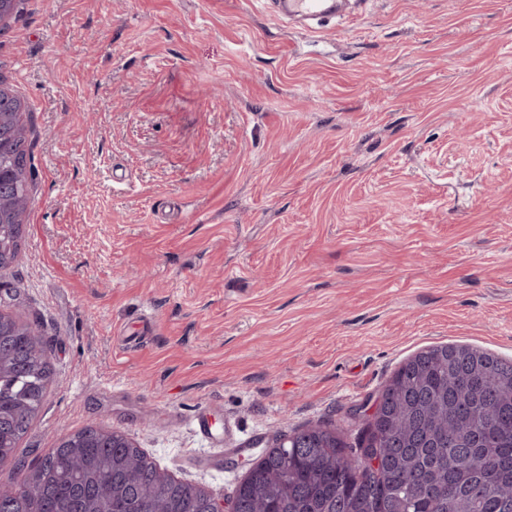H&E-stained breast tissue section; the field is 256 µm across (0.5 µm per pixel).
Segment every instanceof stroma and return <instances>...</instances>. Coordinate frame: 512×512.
<instances>
[{"instance_id": "obj_1", "label": "stroma", "mask_w": 512, "mask_h": 512, "mask_svg": "<svg viewBox=\"0 0 512 512\" xmlns=\"http://www.w3.org/2000/svg\"><path fill=\"white\" fill-rule=\"evenodd\" d=\"M0 86L33 173L0 308L53 369L21 464L94 422L228 499L428 347L512 360V0H16ZM346 2L349 0H270L277 14L315 21L317 24L348 18L351 13L345 14L340 9V4Z\"/></svg>"}]
</instances>
